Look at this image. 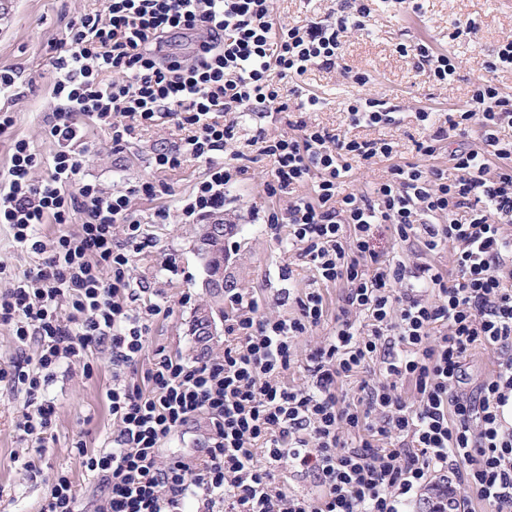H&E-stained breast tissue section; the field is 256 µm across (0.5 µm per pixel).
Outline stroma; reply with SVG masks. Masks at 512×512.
<instances>
[{
    "label": "stroma",
    "mask_w": 512,
    "mask_h": 512,
    "mask_svg": "<svg viewBox=\"0 0 512 512\" xmlns=\"http://www.w3.org/2000/svg\"><path fill=\"white\" fill-rule=\"evenodd\" d=\"M365 3L370 10L365 28L344 44L338 69L315 68L304 77L306 88L319 97V106L306 112L290 110L286 121L266 118L256 122L247 117L238 127L235 148L245 154L251 178L232 188L227 197L225 210L233 215L236 227L225 248L236 261L238 287L255 293L261 311L275 317L293 313L288 291L300 294L316 284L313 271L285 247L287 229L274 234L248 218L251 206L268 203L263 183L269 176V166L259 145L253 142L257 128L284 132L289 121L301 119L339 135L392 142V159L381 158L374 164L353 168L348 186L365 188L383 175L390 161L425 163V156L417 150L425 136L416 118L418 110L446 113L461 106L470 97L475 80L484 76L488 56L506 35H512V0H421L422 8L416 14L406 12L397 0ZM100 5V0H0V69L14 70L19 90L18 96L0 100V106L14 113L13 128L0 134V171L6 170L17 139L30 141L43 156L54 153L56 144L48 129L56 107L52 94L55 76L47 63L46 49L62 36L75 16ZM469 19L479 24L476 36L449 40L451 24ZM419 41L456 58L459 69L453 82L436 83L428 72L415 69L410 59L396 50L398 43ZM357 73L367 75L366 85L355 83L353 76ZM364 96L382 99L397 108L398 123L351 126L347 106ZM82 124L92 151L82 160L79 180L97 182L108 190L148 178L166 186L157 199L138 198L132 206L147 242L134 257L133 277L138 287L172 309L169 317L153 322L144 365H151L154 351L160 347L189 357L205 349L215 355L221 353L223 316H216L215 334L208 343H200L192 331L199 308L208 301L203 287L206 273L193 249L197 227L181 219L182 202L206 176L207 163L191 159L179 169L155 171L152 161L156 148L174 144L182 136L170 125L136 131L118 154L112 150L110 130L87 118ZM161 206L169 210L170 218L167 223L157 224L151 214ZM89 360L94 367L92 376H85L78 365L63 368L49 388L55 405L54 438L48 443L42 472L37 476L19 469L12 461L13 455L25 452L15 432L23 397L0 386V512H38L46 477L61 470L69 472L86 512H96L99 501L94 480L81 468L73 444L82 439L88 447L101 446L111 441L117 426L105 397L112 382L110 355L95 350Z\"/></svg>",
    "instance_id": "1"
}]
</instances>
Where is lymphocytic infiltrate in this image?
Segmentation results:
<instances>
[{"instance_id": "f902f5d3", "label": "lymphocytic infiltrate", "mask_w": 512, "mask_h": 512, "mask_svg": "<svg viewBox=\"0 0 512 512\" xmlns=\"http://www.w3.org/2000/svg\"><path fill=\"white\" fill-rule=\"evenodd\" d=\"M364 0H342L337 14L306 24L275 21L273 0H103L53 41L58 108L49 124L57 150L43 159L14 140L0 174V224L35 264L0 291V326L16 344L0 363V384L25 396L17 436L36 452L54 427L47 389L62 366L110 353L105 392L118 427L110 446L76 441L81 467L99 481L97 512H512V97L491 75L512 70V35L487 61L463 107L446 117L419 111L418 149L447 148L449 168L395 163L384 140H359L295 121L289 131H259L272 163L266 208L254 222L287 228L288 242L318 278L341 288L336 331L298 359L296 343L327 314L322 294L295 297L289 318L261 313L240 288L224 291V352L189 358L157 348L140 370L153 321L169 306L132 304L133 255L143 248L138 198L158 193L145 180L114 191L77 182L88 153L77 121L112 132L121 151L141 127L174 124L179 145L160 148L157 171L188 159L209 171L183 201L189 224L224 212L225 190L250 178L233 144L240 118L284 112L305 98L301 78L335 68L347 38L362 31ZM402 56L440 84L456 63L427 43L399 44ZM111 82H104V74ZM477 132L480 148L468 145ZM389 159L385 180L366 189L346 181L357 164ZM311 193L299 195L301 186ZM54 224L53 236L40 232ZM409 247L412 264L378 242ZM448 253V266L434 256ZM37 355H30V346ZM494 349L495 372L472 384L465 362L475 347ZM304 372L288 381L294 365ZM358 379V394L343 384ZM410 381L413 399L399 382ZM200 448L168 457L163 446L198 418ZM313 479L317 498L291 490L276 472ZM39 512H80L68 472L46 482Z\"/></svg>"}]
</instances>
